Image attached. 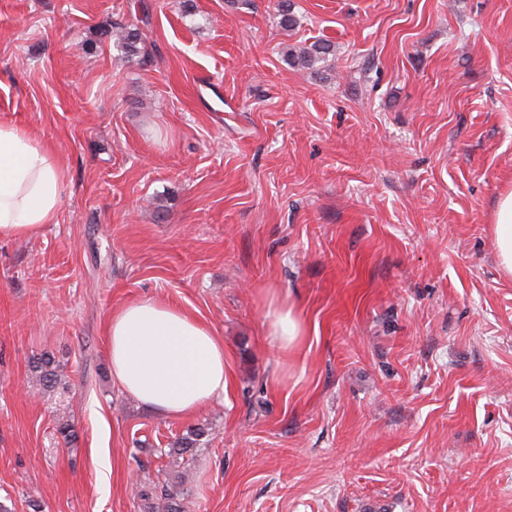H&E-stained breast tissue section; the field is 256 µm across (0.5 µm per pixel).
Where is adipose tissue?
Wrapping results in <instances>:
<instances>
[{"label":"adipose tissue","instance_id":"obj_1","mask_svg":"<svg viewBox=\"0 0 512 512\" xmlns=\"http://www.w3.org/2000/svg\"><path fill=\"white\" fill-rule=\"evenodd\" d=\"M67 168L22 128L0 122V236L21 237L55 223ZM270 337L284 351L302 343L306 324L294 303L271 298ZM112 378L162 417L187 418L223 399L229 386L224 341L207 325L147 296L113 312L107 329Z\"/></svg>","mask_w":512,"mask_h":512}]
</instances>
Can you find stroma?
<instances>
[{
	"label": "stroma",
	"mask_w": 512,
	"mask_h": 512,
	"mask_svg": "<svg viewBox=\"0 0 512 512\" xmlns=\"http://www.w3.org/2000/svg\"><path fill=\"white\" fill-rule=\"evenodd\" d=\"M294 3L287 33L277 0H0V122L68 170L56 223L0 237V512H164L147 477L184 512H512V0ZM145 11L124 57L103 32ZM319 39L332 76L287 64ZM143 296L223 337L224 401L169 420L115 384ZM494 235L500 265L506 273L512 275V190L498 202ZM265 317L269 336L279 349L292 352L301 345L307 328L293 302L272 297ZM30 367L32 372L39 377L43 386L52 388L62 383L63 374L61 373V366L55 363L52 357L41 355L40 357L33 358L30 362Z\"/></svg>",
	"instance_id": "stroma-1"
}]
</instances>
